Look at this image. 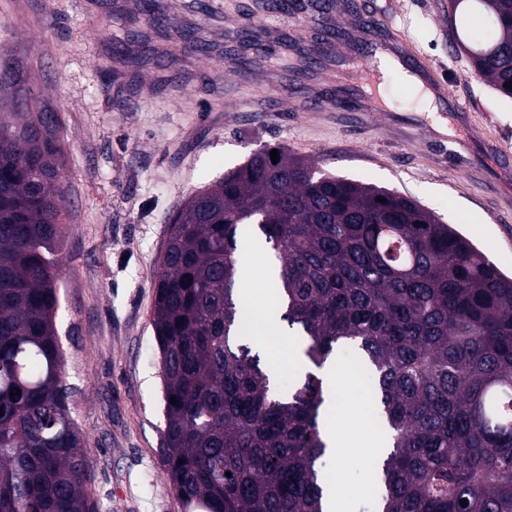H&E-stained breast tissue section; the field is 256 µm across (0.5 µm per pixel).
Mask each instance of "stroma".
<instances>
[{"label":"stroma","instance_id":"35a3bbf8","mask_svg":"<svg viewBox=\"0 0 512 512\" xmlns=\"http://www.w3.org/2000/svg\"><path fill=\"white\" fill-rule=\"evenodd\" d=\"M142 0H0V51L19 76L0 91V112L56 115L64 238L56 327L70 412L91 465L86 482L99 512H181L163 475L162 381L152 325L157 267L168 217L194 193L242 166L261 147H281L322 171L393 188L454 225L512 276V175L497 145L512 148V99L478 78L452 49L448 0H160L173 25L140 23ZM253 24L276 52L249 75L224 70L226 50ZM197 48L181 51L183 33ZM340 47L320 55L323 39ZM301 39L312 55L286 49ZM447 80L437 111H423L401 73L386 78L377 112L364 71L367 47ZM278 111L267 108L269 100ZM447 133H440V126ZM260 356L277 384L303 383L302 337L269 309ZM353 348L333 363L342 382L329 431L346 444L340 470L352 512H377L373 463L360 443L382 441L359 412L365 395Z\"/></svg>","mask_w":512,"mask_h":512}]
</instances>
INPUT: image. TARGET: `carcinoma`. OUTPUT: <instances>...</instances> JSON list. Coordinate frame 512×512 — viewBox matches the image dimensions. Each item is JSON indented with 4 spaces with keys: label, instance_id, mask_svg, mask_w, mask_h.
<instances>
[{
    "label": "carcinoma",
    "instance_id": "cac0c4a2",
    "mask_svg": "<svg viewBox=\"0 0 512 512\" xmlns=\"http://www.w3.org/2000/svg\"><path fill=\"white\" fill-rule=\"evenodd\" d=\"M143 4L145 27L170 25L159 0ZM449 7L460 46L459 27L493 26L467 54L512 98V0ZM17 81L1 52L0 89ZM27 126L0 116V512H98L54 322L58 150L53 132L35 142ZM270 151L192 195L168 226L153 325L162 462L182 512H323V379L280 392L237 340L254 224L277 260L276 308L307 338L309 362L350 344L369 367L391 448L375 477L382 512H512V278L397 191Z\"/></svg>",
    "mask_w": 512,
    "mask_h": 512
}]
</instances>
